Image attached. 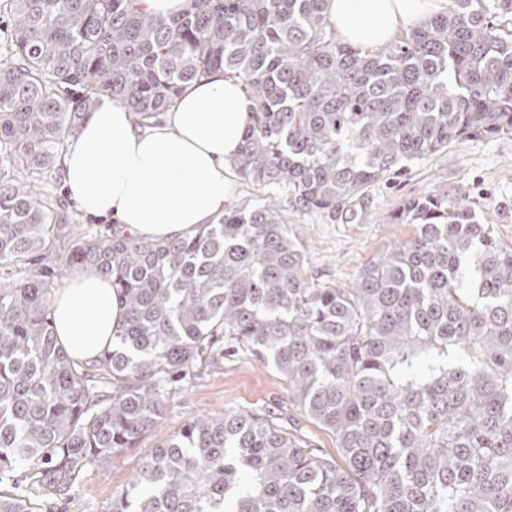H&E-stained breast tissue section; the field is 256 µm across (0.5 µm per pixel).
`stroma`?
<instances>
[{
  "label": "stroma",
  "instance_id": "35a3bbf8",
  "mask_svg": "<svg viewBox=\"0 0 512 512\" xmlns=\"http://www.w3.org/2000/svg\"><path fill=\"white\" fill-rule=\"evenodd\" d=\"M437 192L462 200L512 246V134L471 137L409 164L354 199V219L286 211L285 222L304 249L307 277L334 285L351 281L373 257L413 235L410 225L392 221L403 203ZM260 409L289 414L287 385L274 370L246 354L201 370L168 392L156 429L90 473L70 501L47 504L46 512H111L113 496L171 432L197 418Z\"/></svg>",
  "mask_w": 512,
  "mask_h": 512
}]
</instances>
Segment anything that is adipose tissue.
<instances>
[{
	"instance_id": "adipose-tissue-1",
	"label": "adipose tissue",
	"mask_w": 512,
	"mask_h": 512,
	"mask_svg": "<svg viewBox=\"0 0 512 512\" xmlns=\"http://www.w3.org/2000/svg\"><path fill=\"white\" fill-rule=\"evenodd\" d=\"M448 0H328L351 45L391 42L447 11ZM252 103L240 81L215 71L188 85L161 121L138 125L125 103L101 98L65 155L66 188L87 217L155 242L185 236L224 214ZM56 334L71 356L91 360L111 345L124 311L109 280L76 274L53 294Z\"/></svg>"
}]
</instances>
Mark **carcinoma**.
I'll return each mask as SVG.
<instances>
[{
  "instance_id": "cac0c4a2",
  "label": "carcinoma",
  "mask_w": 512,
  "mask_h": 512,
  "mask_svg": "<svg viewBox=\"0 0 512 512\" xmlns=\"http://www.w3.org/2000/svg\"><path fill=\"white\" fill-rule=\"evenodd\" d=\"M327 0H12L0 61V512H45L163 416L165 394L243 349L288 384L336 459L232 412L173 432L112 512H512V248L446 194L404 203L415 234L348 287L306 276L284 211L343 210L473 135L512 133V0L448 11L367 49ZM222 69L252 102L233 167L271 191L165 242L87 234L45 191L83 115L121 99L142 125ZM94 267L124 320L89 361L51 316ZM141 9L163 18H172L194 10L193 0H135Z\"/></svg>"
}]
</instances>
